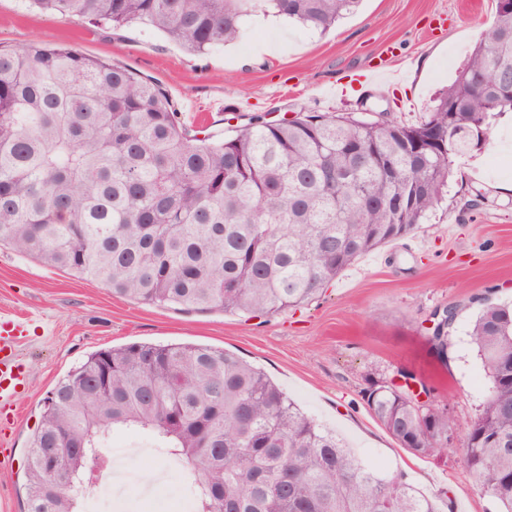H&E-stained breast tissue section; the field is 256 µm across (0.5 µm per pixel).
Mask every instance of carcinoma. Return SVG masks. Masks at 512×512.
Wrapping results in <instances>:
<instances>
[{
	"instance_id": "cac0c4a2",
	"label": "carcinoma",
	"mask_w": 512,
	"mask_h": 512,
	"mask_svg": "<svg viewBox=\"0 0 512 512\" xmlns=\"http://www.w3.org/2000/svg\"><path fill=\"white\" fill-rule=\"evenodd\" d=\"M119 30L153 27L196 55L262 13L324 33L362 0H28ZM512 112V11L474 46L417 125L350 113L262 114L198 137L165 88L123 66L42 42L0 50V245L147 305L274 315L311 301L354 262L412 233L457 159ZM348 176L336 188V175ZM440 315L431 336L447 359ZM470 337L493 392L462 458L512 512V302H487ZM366 403L415 455L454 422L408 387L373 382ZM132 428L193 467L198 512H454L401 473L381 477L301 413L262 371L208 346L135 342L91 353L46 398L30 440L27 512H72L78 449ZM55 449L54 473L43 449Z\"/></svg>"
}]
</instances>
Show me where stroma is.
<instances>
[{
  "label": "stroma",
  "mask_w": 512,
  "mask_h": 512,
  "mask_svg": "<svg viewBox=\"0 0 512 512\" xmlns=\"http://www.w3.org/2000/svg\"><path fill=\"white\" fill-rule=\"evenodd\" d=\"M495 13L496 0H363L327 34L258 16L236 44L198 56L141 24L112 31L0 0V48L38 39L118 63L161 83L184 123L221 139L255 114L353 112L374 120L383 112L418 123ZM265 42L276 52L257 54ZM381 64L401 78L367 82ZM217 101L223 111H210ZM507 182L512 124L499 121L482 149L457 160L442 202L413 233L360 258L309 304L262 318L144 305L0 245V314L30 320L15 341L28 383L0 399V512H24L30 437L57 382L89 354L133 342L232 352L335 430L362 462L404 474L426 495L448 494L455 512H496L461 448L491 391L471 322L485 300L512 299V193L500 190ZM475 197L479 206L468 208ZM443 308L457 312L444 363L430 343L432 313ZM403 372L424 382L454 421L445 451L409 453L368 408L369 383Z\"/></svg>",
  "instance_id": "obj_1"
}]
</instances>
